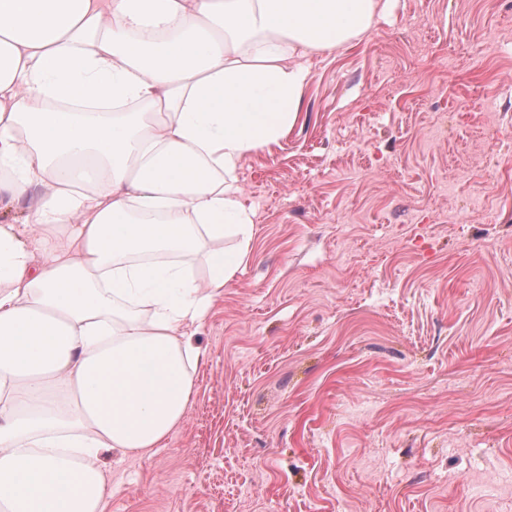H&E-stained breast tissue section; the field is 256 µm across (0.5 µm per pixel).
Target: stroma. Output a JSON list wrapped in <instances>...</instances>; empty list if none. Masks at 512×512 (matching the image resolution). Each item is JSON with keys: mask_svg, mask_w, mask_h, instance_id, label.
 Listing matches in <instances>:
<instances>
[{"mask_svg": "<svg viewBox=\"0 0 512 512\" xmlns=\"http://www.w3.org/2000/svg\"><path fill=\"white\" fill-rule=\"evenodd\" d=\"M238 172L250 255L105 512H512V8L386 0Z\"/></svg>", "mask_w": 512, "mask_h": 512, "instance_id": "stroma-1", "label": "stroma"}]
</instances>
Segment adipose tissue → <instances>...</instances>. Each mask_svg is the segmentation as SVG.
Segmentation results:
<instances>
[{
	"label": "adipose tissue",
	"mask_w": 512,
	"mask_h": 512,
	"mask_svg": "<svg viewBox=\"0 0 512 512\" xmlns=\"http://www.w3.org/2000/svg\"><path fill=\"white\" fill-rule=\"evenodd\" d=\"M382 10L0 0V512H103L101 452L184 420L185 330L254 233L237 172Z\"/></svg>",
	"instance_id": "ef3b65f1"
}]
</instances>
